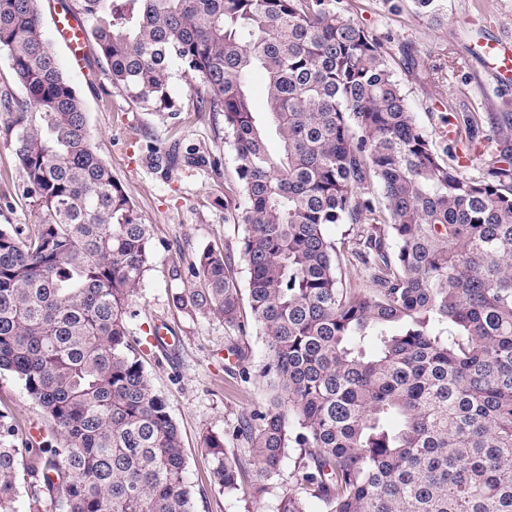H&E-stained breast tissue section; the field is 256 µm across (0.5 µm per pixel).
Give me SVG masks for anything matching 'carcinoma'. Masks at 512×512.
<instances>
[{
	"label": "carcinoma",
	"instance_id": "carcinoma-1",
	"mask_svg": "<svg viewBox=\"0 0 512 512\" xmlns=\"http://www.w3.org/2000/svg\"><path fill=\"white\" fill-rule=\"evenodd\" d=\"M113 88L169 119L174 74L194 111L221 112L244 225L234 258L199 250L176 308L263 336L266 403L204 439L214 486L260 497L292 462L275 512H512V159L483 178L416 121L380 43L344 0H73ZM23 97L15 155L33 228L0 225V370L50 439L13 443L0 413V512H194L180 431L131 339L151 234L96 153L81 97L44 36L38 0H0V52ZM263 73L266 109L253 108ZM473 135L478 117L448 114ZM274 130L276 154L267 148ZM154 169L175 156L147 146ZM353 235L368 288L345 287L327 229Z\"/></svg>",
	"mask_w": 512,
	"mask_h": 512
}]
</instances>
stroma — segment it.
Here are the masks:
<instances>
[{
    "mask_svg": "<svg viewBox=\"0 0 512 512\" xmlns=\"http://www.w3.org/2000/svg\"><path fill=\"white\" fill-rule=\"evenodd\" d=\"M350 14L383 46L395 77L418 124L437 149L473 152L470 176H486L504 152L512 153V83L492 79L475 53L477 42L512 35V0H443L442 19L417 12L413 0H348ZM44 34L72 86L81 96L92 143L131 197L153 238V253L131 309L130 331L143 338L155 325L166 326L173 344L148 350L145 372L164 397L180 429L186 454L187 480L194 512H272L277 499L293 489L288 476L274 481L261 501H253L255 471H248L237 494L228 496L214 486L212 460L204 446L209 434H224L242 415L261 407L267 396L259 376L263 339L242 336L213 315H188L172 304L177 288L173 265L190 266L205 245L224 248L235 256L239 284L249 274L240 261L244 227L225 222L224 194L236 179L234 153L224 139V116L195 113L192 106L198 79L174 75L172 94L183 104L181 121L132 102L113 88L107 66L94 49H87L84 68L70 62V50L54 35L58 0H39ZM452 112H477L481 119L470 144L450 145L443 135ZM13 116L0 112V224L22 228L43 216L26 196L7 129ZM173 150L181 163L166 173L150 167L145 144ZM246 355L238 364L232 347ZM248 367L250 381L240 377ZM0 410L15 418L18 437L41 410L11 373L0 372Z\"/></svg>",
    "mask_w": 512,
    "mask_h": 512,
    "instance_id": "35a3bbf8",
    "label": "stroma"
}]
</instances>
